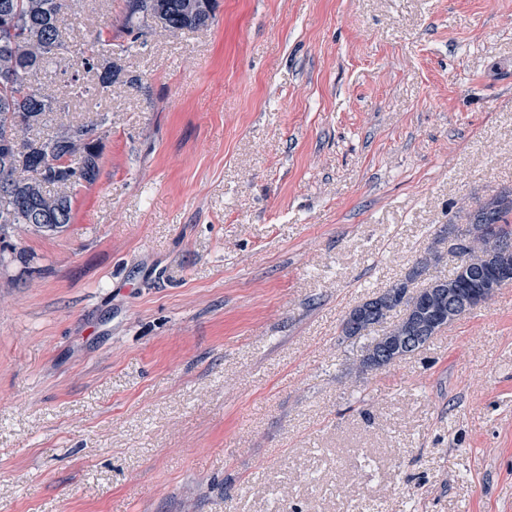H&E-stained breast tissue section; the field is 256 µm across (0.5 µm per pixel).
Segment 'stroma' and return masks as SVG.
Listing matches in <instances>:
<instances>
[{"mask_svg": "<svg viewBox=\"0 0 512 512\" xmlns=\"http://www.w3.org/2000/svg\"><path fill=\"white\" fill-rule=\"evenodd\" d=\"M80 0L105 119L59 234L0 235V512H512V285L365 375L346 313L512 192V0ZM154 4L155 10L163 20L159 27L168 32L200 28L208 25L212 19L213 1L207 9L199 7L197 0H145ZM96 30L91 38L89 55L84 57L83 67L87 73H94L98 81V87L102 91H112V81L121 68L115 60L112 61V28ZM104 69V75L100 76V70Z\"/></svg>", "mask_w": 512, "mask_h": 512, "instance_id": "35a3bbf8", "label": "stroma"}]
</instances>
